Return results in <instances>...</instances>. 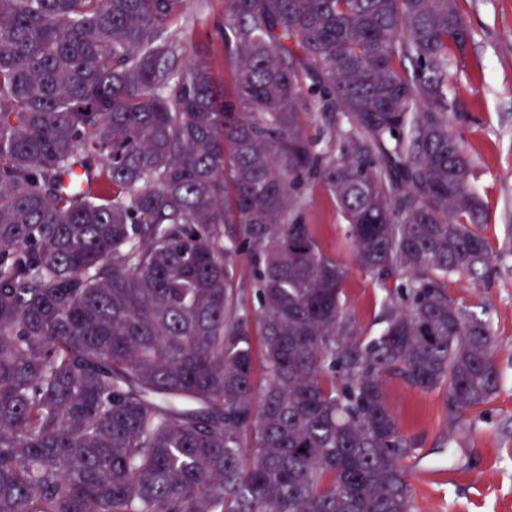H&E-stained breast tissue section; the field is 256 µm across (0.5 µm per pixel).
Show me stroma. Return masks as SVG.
I'll use <instances>...</instances> for the list:
<instances>
[{"instance_id": "stroma-1", "label": "stroma", "mask_w": 512, "mask_h": 512, "mask_svg": "<svg viewBox=\"0 0 512 512\" xmlns=\"http://www.w3.org/2000/svg\"><path fill=\"white\" fill-rule=\"evenodd\" d=\"M458 8L473 38L455 60L459 78L449 116L476 169V187L489 213L483 234L493 256L485 276L454 275L442 290L490 322L501 385L487 403L464 414L449 410L445 391H418L397 378L384 380L383 393L413 444L403 465L417 512H512V0H458ZM223 22L224 0H206L193 42L205 47L229 92L234 67L217 33ZM300 209L323 251L347 272L351 338L378 335L395 280L380 282L358 264L336 201L321 180L307 184Z\"/></svg>"}]
</instances>
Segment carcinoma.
Instances as JSON below:
<instances>
[{
    "mask_svg": "<svg viewBox=\"0 0 512 512\" xmlns=\"http://www.w3.org/2000/svg\"><path fill=\"white\" fill-rule=\"evenodd\" d=\"M189 2L0 0V512H416L383 377L460 414L500 386L442 291L492 261L448 120L471 31L457 0H225L227 94ZM312 177L402 277L367 340ZM233 267L235 279L239 283L243 296L250 302H253V279L251 274V263L246 252H241L234 257Z\"/></svg>",
    "mask_w": 512,
    "mask_h": 512,
    "instance_id": "obj_1",
    "label": "carcinoma"
}]
</instances>
